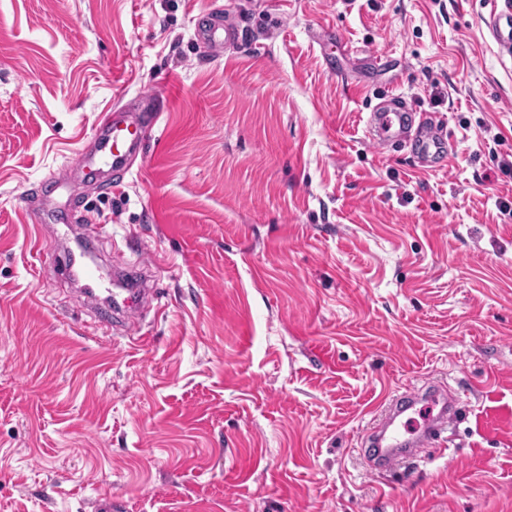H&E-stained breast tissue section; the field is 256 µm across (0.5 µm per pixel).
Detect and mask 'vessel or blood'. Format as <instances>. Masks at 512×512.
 I'll use <instances>...</instances> for the list:
<instances>
[{
  "label": "vessel or blood",
  "mask_w": 512,
  "mask_h": 512,
  "mask_svg": "<svg viewBox=\"0 0 512 512\" xmlns=\"http://www.w3.org/2000/svg\"><path fill=\"white\" fill-rule=\"evenodd\" d=\"M195 37L208 47L228 46L234 41L232 29L219 18L208 27L196 30ZM158 121V112L148 109L135 116L128 115L122 107L101 113L93 149L79 151L72 160L73 167L96 166L109 172L128 173L130 158L144 152ZM366 132L377 145L401 142L411 146L424 159H442L447 155L448 140L443 123L417 112L398 94L389 96L368 112ZM114 294L120 297L125 316L130 319L140 310L149 291L120 282ZM416 400V394L410 393L393 399L385 407L380 422L368 437L373 452L367 463L372 469L392 471L399 468L415 458L417 449L430 447L441 440L449 425L455 422L460 399L452 395L447 405L441 406L423 428L411 427L405 414L413 409Z\"/></svg>",
  "instance_id": "b4317fda"
}]
</instances>
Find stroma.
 Listing matches in <instances>:
<instances>
[{"instance_id": "stroma-1", "label": "stroma", "mask_w": 512, "mask_h": 512, "mask_svg": "<svg viewBox=\"0 0 512 512\" xmlns=\"http://www.w3.org/2000/svg\"><path fill=\"white\" fill-rule=\"evenodd\" d=\"M230 49L195 38L213 5ZM512 0H0V512H512ZM340 30L330 72L313 35ZM398 91L451 159L382 149ZM162 108L122 184L70 168ZM144 271L131 341L35 251L28 203ZM462 399L445 455L366 470L393 395Z\"/></svg>"}]
</instances>
